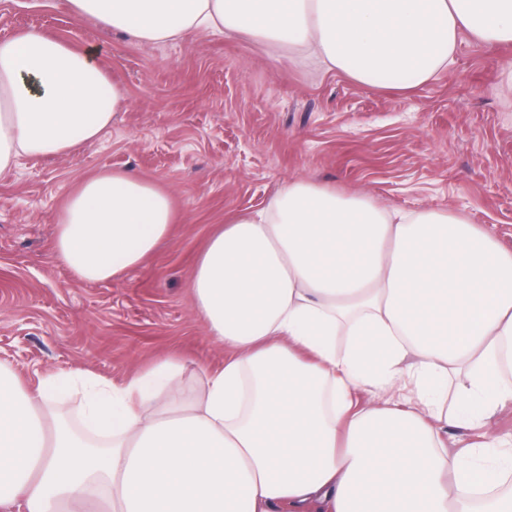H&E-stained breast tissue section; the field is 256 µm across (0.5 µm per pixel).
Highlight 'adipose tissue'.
<instances>
[{
    "label": "adipose tissue",
    "mask_w": 512,
    "mask_h": 512,
    "mask_svg": "<svg viewBox=\"0 0 512 512\" xmlns=\"http://www.w3.org/2000/svg\"><path fill=\"white\" fill-rule=\"evenodd\" d=\"M69 2L134 40L247 34L367 86L430 81L463 32L512 43V0ZM118 103L93 49L0 41V174L96 141ZM175 224L167 190L104 170L66 199L55 250L80 280L117 281ZM188 285L224 347L193 400L175 358L120 384L48 371L33 387L0 362V512H512V492L480 510L461 493L511 472L512 443L491 434L452 458L443 441L449 420L481 425L512 402V250L491 232L291 179L209 237ZM459 371L450 415L443 384ZM71 392L81 434L60 409Z\"/></svg>",
    "instance_id": "ef3b65f1"
}]
</instances>
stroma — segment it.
<instances>
[{"mask_svg": "<svg viewBox=\"0 0 512 512\" xmlns=\"http://www.w3.org/2000/svg\"><path fill=\"white\" fill-rule=\"evenodd\" d=\"M25 31L94 49L122 98L94 144L0 175V361L23 383L38 370L119 382L170 356L186 361L185 392L198 396L224 349L193 313L188 274L218 224L265 207L291 178L460 213L512 249V44L461 35L448 68L400 90L247 36L142 42L68 0H0V40ZM102 169L160 183L180 222L122 280L88 283L57 258L54 231L67 196ZM489 431L512 438V403L485 430L449 422V454Z\"/></svg>", "mask_w": 512, "mask_h": 512, "instance_id": "35a3bbf8", "label": "stroma"}]
</instances>
